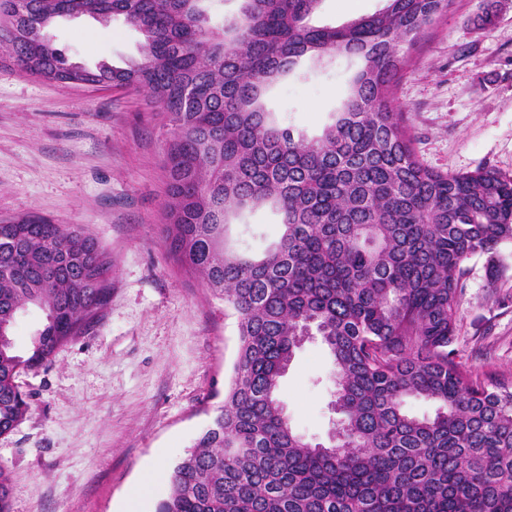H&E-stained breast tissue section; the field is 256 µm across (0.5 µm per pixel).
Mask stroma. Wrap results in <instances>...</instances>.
<instances>
[{
    "label": "stroma",
    "instance_id": "obj_1",
    "mask_svg": "<svg viewBox=\"0 0 512 512\" xmlns=\"http://www.w3.org/2000/svg\"><path fill=\"white\" fill-rule=\"evenodd\" d=\"M492 9L494 22L480 17ZM70 61L139 59L142 37L116 16H80L45 32ZM355 58L302 61L271 84L267 109L317 133L344 97ZM417 157L441 172L491 167L512 177V0H451L422 36L395 90ZM166 112L146 92L78 89L34 77L0 49V224L76 226L112 258L100 318L16 382L26 419L0 436L11 512H155L169 472L224 402L237 317L169 252ZM280 214L245 210L229 224L238 251L263 253ZM490 280L467 262L455 347L470 365L512 375V244ZM333 362L320 339L297 350L280 383L294 431L327 440L337 416Z\"/></svg>",
    "mask_w": 512,
    "mask_h": 512
}]
</instances>
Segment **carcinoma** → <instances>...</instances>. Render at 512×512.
I'll return each instance as SVG.
<instances>
[{
	"label": "carcinoma",
	"mask_w": 512,
	"mask_h": 512,
	"mask_svg": "<svg viewBox=\"0 0 512 512\" xmlns=\"http://www.w3.org/2000/svg\"><path fill=\"white\" fill-rule=\"evenodd\" d=\"M205 0H76L100 23L121 15L142 38L125 67L168 114L170 252L237 315L239 346L224 404L172 469L157 512H512V377L489 378L453 348L466 262L500 271L512 243V178L489 167L424 165L394 80L449 0H380L374 13L314 25L322 0H241L210 24ZM62 0H0V30L19 65L27 43L6 18L26 17L41 68L68 60L43 38ZM359 60L340 108L309 137L274 121L264 90L303 58ZM281 215L259 256L226 247L244 209ZM112 262L93 239L59 224L0 225V436L30 405L16 384L49 363L106 306ZM28 306L44 313L28 355L13 330ZM308 336L333 359L334 441L311 443L285 414L280 379ZM409 398L434 415L405 409ZM0 469V512H11Z\"/></svg>",
	"instance_id": "1"
}]
</instances>
